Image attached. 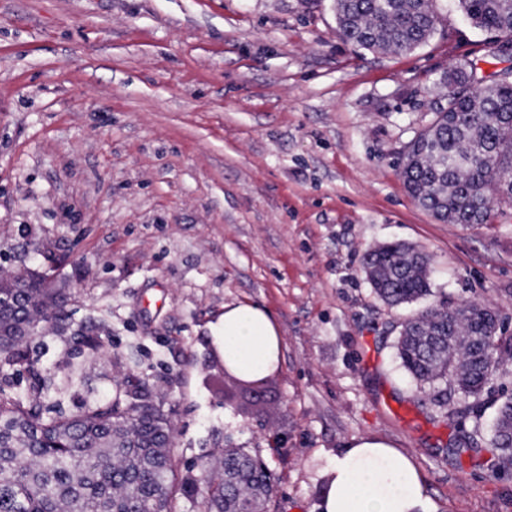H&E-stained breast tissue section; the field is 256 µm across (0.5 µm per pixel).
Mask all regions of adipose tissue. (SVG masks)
I'll use <instances>...</instances> for the list:
<instances>
[{
	"mask_svg": "<svg viewBox=\"0 0 512 512\" xmlns=\"http://www.w3.org/2000/svg\"><path fill=\"white\" fill-rule=\"evenodd\" d=\"M225 368L251 378L278 368L280 331L254 304L225 307L212 329ZM318 512H428L423 478L410 456L375 436H355L336 453Z\"/></svg>",
	"mask_w": 512,
	"mask_h": 512,
	"instance_id": "1",
	"label": "adipose tissue"
}]
</instances>
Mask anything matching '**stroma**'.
Segmentation results:
<instances>
[{
	"mask_svg": "<svg viewBox=\"0 0 512 512\" xmlns=\"http://www.w3.org/2000/svg\"><path fill=\"white\" fill-rule=\"evenodd\" d=\"M436 12L427 45L380 54L340 39L333 0H0V267L65 283L71 329L28 338L29 365L0 357V388L50 373L44 405L68 415L138 384L171 421L178 476L257 451L277 512H315L359 435L412 458L430 512H512V476L479 465L496 401L436 406L393 347L432 305L512 327V206L492 229L443 224L400 176L450 64L512 67L455 0ZM394 241L429 257L431 293L392 308L362 257ZM241 303L283 340L257 392L225 378L211 336Z\"/></svg>",
	"mask_w": 512,
	"mask_h": 512,
	"instance_id": "stroma-1",
	"label": "stroma"
}]
</instances>
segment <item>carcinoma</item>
Here are the masks:
<instances>
[{
  "label": "carcinoma",
  "mask_w": 512,
  "mask_h": 512,
  "mask_svg": "<svg viewBox=\"0 0 512 512\" xmlns=\"http://www.w3.org/2000/svg\"><path fill=\"white\" fill-rule=\"evenodd\" d=\"M436 0H334L342 40L371 52L411 53L436 29ZM469 24L492 35L493 55L506 50L512 0H456ZM470 84L448 94V106L409 142L401 177L411 199L435 219L465 227L490 226L496 208L512 205V69L487 78L470 64ZM376 295L399 307L431 292L427 260L402 242L363 257ZM15 287L30 314L63 330L65 289L38 273L20 272ZM489 336L480 360L467 340ZM24 336H1L0 354L17 364ZM396 355L420 385L444 384L468 409L483 404L493 381L512 365V333L499 315L476 302L431 307L402 323ZM494 459L476 463L512 470V396L502 400L492 427ZM224 478L204 486L181 483L182 494L204 491L202 512H272V474L244 448H226ZM174 444L169 420L157 408L136 410L122 394L93 401L68 416H52L22 393L0 390V512H177Z\"/></svg>",
  "instance_id": "1"
}]
</instances>
